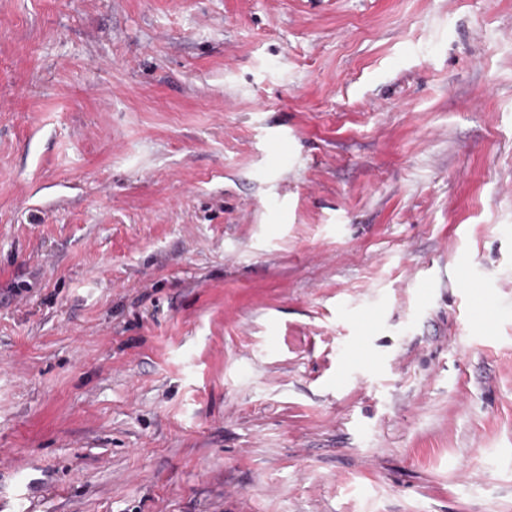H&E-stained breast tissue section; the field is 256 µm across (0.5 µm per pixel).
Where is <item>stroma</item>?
Listing matches in <instances>:
<instances>
[{
	"label": "stroma",
	"instance_id": "35a3bbf8",
	"mask_svg": "<svg viewBox=\"0 0 512 512\" xmlns=\"http://www.w3.org/2000/svg\"><path fill=\"white\" fill-rule=\"evenodd\" d=\"M512 512V0H0V512Z\"/></svg>",
	"mask_w": 512,
	"mask_h": 512
}]
</instances>
